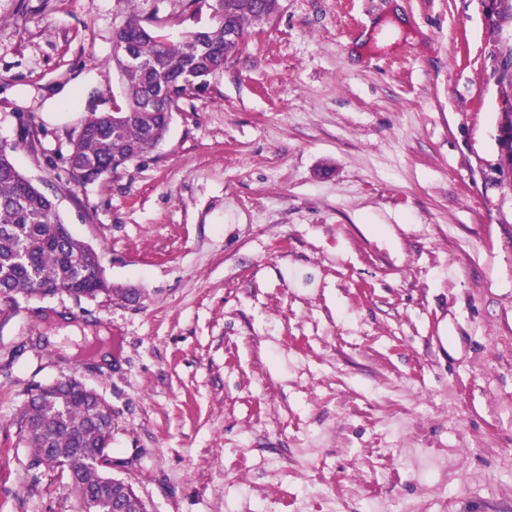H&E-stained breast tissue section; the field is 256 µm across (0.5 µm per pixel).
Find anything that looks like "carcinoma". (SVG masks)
I'll list each match as a JSON object with an SVG mask.
<instances>
[{
	"instance_id": "carcinoma-1",
	"label": "carcinoma",
	"mask_w": 512,
	"mask_h": 512,
	"mask_svg": "<svg viewBox=\"0 0 512 512\" xmlns=\"http://www.w3.org/2000/svg\"><path fill=\"white\" fill-rule=\"evenodd\" d=\"M210 3L214 23L185 32L172 41L131 17L116 33L113 61L121 78L123 105L87 119L72 140L66 158L76 184L125 168L155 148L166 136L171 114L180 103L224 71L238 49L224 31L239 27L243 42L274 19L272 0H192ZM131 51L135 61L126 58ZM508 107L502 120L512 132V71L499 74ZM16 145L0 143V315L9 316L18 298L64 293L76 301L117 292L104 275V254L76 239L52 198L15 167ZM501 170L512 183V137L501 142ZM112 408L76 375L37 384L21 409L20 433L32 449L28 468L67 473L97 512H113L116 500L125 512H148L133 486L112 477Z\"/></svg>"
}]
</instances>
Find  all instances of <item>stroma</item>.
Segmentation results:
<instances>
[{
  "mask_svg": "<svg viewBox=\"0 0 512 512\" xmlns=\"http://www.w3.org/2000/svg\"><path fill=\"white\" fill-rule=\"evenodd\" d=\"M132 16L173 40L213 22L190 0H0V141L133 291L0 317V512H78L19 430L71 372L150 512H512V0H284L156 148L74 184L70 136L123 103ZM109 336L113 363L82 355ZM499 83L501 85V91L506 97L508 107L504 110L502 120L504 122L503 129L508 134L507 138L502 139L501 142V170L503 174H507L509 179V185L512 183V71L509 69H501L499 74ZM509 93L511 97L509 96Z\"/></svg>",
  "mask_w": 512,
  "mask_h": 512,
  "instance_id": "1",
  "label": "stroma"
}]
</instances>
